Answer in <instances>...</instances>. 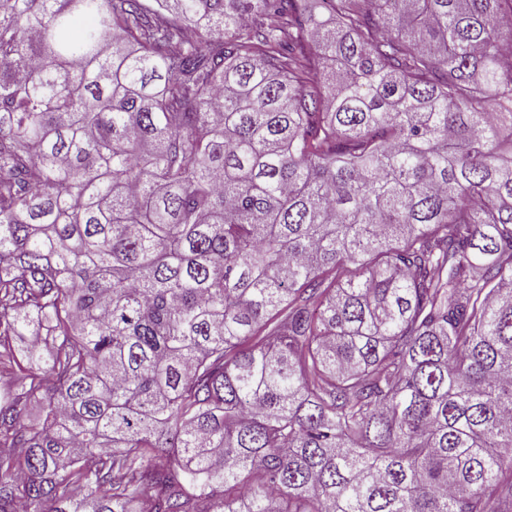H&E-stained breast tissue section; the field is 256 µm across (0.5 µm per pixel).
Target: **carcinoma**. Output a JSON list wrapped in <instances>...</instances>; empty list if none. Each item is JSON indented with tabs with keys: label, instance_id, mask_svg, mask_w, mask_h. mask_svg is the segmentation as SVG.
<instances>
[{
	"label": "carcinoma",
	"instance_id": "cac0c4a2",
	"mask_svg": "<svg viewBox=\"0 0 512 512\" xmlns=\"http://www.w3.org/2000/svg\"><path fill=\"white\" fill-rule=\"evenodd\" d=\"M509 16L3 0L0 512H512Z\"/></svg>",
	"mask_w": 512,
	"mask_h": 512
}]
</instances>
